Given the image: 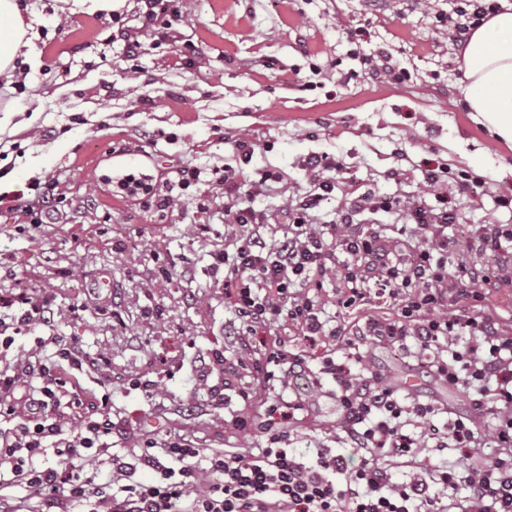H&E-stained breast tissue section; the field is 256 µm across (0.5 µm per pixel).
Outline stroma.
Instances as JSON below:
<instances>
[{"label": "stroma", "instance_id": "35a3bbf8", "mask_svg": "<svg viewBox=\"0 0 512 512\" xmlns=\"http://www.w3.org/2000/svg\"><path fill=\"white\" fill-rule=\"evenodd\" d=\"M42 39L40 63L21 66L0 84V294L25 290L48 298L57 333L90 354L105 353L106 372L77 374L93 413L118 423L112 449L139 453L144 432L180 435L196 447L264 448L265 434L238 435L225 421L264 415L292 387L260 383L248 355L231 342L234 320L224 305V275L212 251L231 231L223 220L224 187L212 171L224 165L268 170L280 181L245 203L284 211L314 190L305 162L335 156L340 170L323 173L333 190L319 222L339 220L345 202L372 192L389 206L356 215L358 229L393 233L410 205L443 194L457 221L448 237L463 240L475 224H511L512 144L471 117L463 61L454 39L460 0H170L179 14L170 33L149 26L144 0H117L112 12L69 13L60 0H24ZM137 36L141 55L127 60ZM391 54L410 76L395 82L368 73L363 60ZM255 144L249 162L235 149ZM184 167L202 184L180 191L160 211L122 196L126 173L177 180ZM485 180L471 200L449 182L430 187L440 169ZM36 178L52 181L65 205L50 223L29 224L8 209ZM169 267L170 282L156 281ZM110 271L112 295L94 282ZM80 307L72 316V307ZM162 319L146 320L144 308ZM224 352V400L214 404L199 377L210 350ZM414 347H375V371L400 385L404 397H432L445 407L425 425L441 440L449 412H465L468 396L415 370ZM413 387H404V377ZM152 390H144V383ZM335 385L325 381L304 423L287 430L286 447L304 457L329 448L360 458L336 428ZM108 406H99L102 394Z\"/></svg>", "mask_w": 512, "mask_h": 512}]
</instances>
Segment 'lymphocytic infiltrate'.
<instances>
[{"mask_svg":"<svg viewBox=\"0 0 512 512\" xmlns=\"http://www.w3.org/2000/svg\"><path fill=\"white\" fill-rule=\"evenodd\" d=\"M273 178L270 172L256 178L229 166L222 176L232 248L212 258L225 269L224 302L239 322L234 340L247 346L257 330L268 331L263 355L251 361L267 381L284 383L295 371L308 369L304 356L289 352L278 335L284 322L310 346L343 343L347 360L324 358L319 375L309 380L308 395L270 405L264 421L247 415L231 421L238 433L263 430L269 445L258 452L205 453L170 435L142 439L130 463L112 451L116 425L111 420L91 419L68 431L54 417L70 371L102 368L108 358L90 355L65 336L39 337L36 349L0 368V418L14 424L10 435L0 436V512H23L21 501L9 493L18 484L29 498L56 512H512V331L479 307L492 284L489 268L448 266L446 229L454 214L415 208L406 216L407 227L394 237L374 229L349 231L356 214L378 207L366 194L342 208L340 223L322 230L311 222L310 212L330 189L323 182L317 193L292 206L282 225L277 214L255 211L242 201L244 192H262ZM276 225L281 235L267 243L265 233ZM330 277L343 307L363 309L372 284L390 298L391 315L365 312L356 322L329 324L325 300L302 286ZM13 306L18 313L11 322L0 321V348H10L16 335L54 319L46 299L28 292L0 299V308ZM410 343L436 380L477 394L470 412L448 421L445 445L458 452L452 463H420L428 442L408 429L410 422L438 413V403L401 399L387 377L371 371L363 352L369 344ZM47 346L55 348L65 368L43 360L40 350ZM355 363L360 372L352 371ZM325 376L336 385L338 427L360 455L353 470L331 449H316L308 461L280 445L283 421L299 423ZM489 410L495 415L496 450L475 463L474 415ZM102 456L114 473L128 477V484L116 488L86 470L89 458ZM394 459L411 467L407 480H393L388 463ZM139 469L152 473V480H134Z\"/></svg>","mask_w":512,"mask_h":512,"instance_id":"obj_1","label":"lymphocytic infiltrate"}]
</instances>
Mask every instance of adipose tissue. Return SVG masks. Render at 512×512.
Instances as JSON below:
<instances>
[{"label":"adipose tissue","mask_w":512,"mask_h":512,"mask_svg":"<svg viewBox=\"0 0 512 512\" xmlns=\"http://www.w3.org/2000/svg\"><path fill=\"white\" fill-rule=\"evenodd\" d=\"M41 34L26 22L18 0H0V79L13 82L17 59L39 63ZM466 99L479 121L512 143V11L474 29L464 48Z\"/></svg>","instance_id":"ef3b65f1"}]
</instances>
